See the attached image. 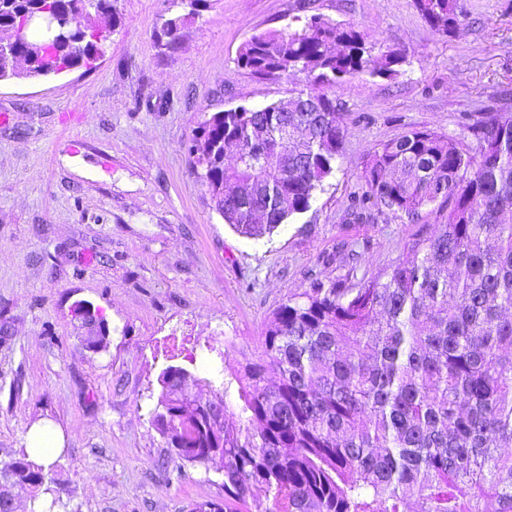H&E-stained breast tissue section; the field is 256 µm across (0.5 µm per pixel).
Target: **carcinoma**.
Wrapping results in <instances>:
<instances>
[{"label": "carcinoma", "instance_id": "obj_1", "mask_svg": "<svg viewBox=\"0 0 512 512\" xmlns=\"http://www.w3.org/2000/svg\"><path fill=\"white\" fill-rule=\"evenodd\" d=\"M190 10L165 20L173 46ZM421 19L445 35L469 16L468 0H414ZM70 24L42 60L40 40L21 28L39 6ZM102 17L86 0H0V81L57 75L93 65L105 44ZM405 56L375 52L351 27L313 15L297 27L252 35L237 64L292 82L318 112H284L277 101L238 106L198 124L190 152L224 223L256 239L308 211L342 156L347 130L329 94L348 78L392 79ZM288 120V131L281 121ZM476 141L411 129L379 145L364 167L360 212L386 208L415 221L437 202L436 234L409 243V258L357 283L314 279L269 319L261 350L224 378L169 366L153 424L168 462L220 463L225 501L272 500L266 512H512V116L488 109L463 129ZM238 385L245 429L225 424L195 389L225 400ZM0 480L34 490L31 512L54 493L27 449L0 462Z\"/></svg>", "mask_w": 512, "mask_h": 512}]
</instances>
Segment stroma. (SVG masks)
<instances>
[{"label":"stroma","mask_w":512,"mask_h":512,"mask_svg":"<svg viewBox=\"0 0 512 512\" xmlns=\"http://www.w3.org/2000/svg\"><path fill=\"white\" fill-rule=\"evenodd\" d=\"M93 67L0 83V461L53 429L54 512H193L224 498L214 467L167 466L152 424L167 366L208 376L255 357L272 313L310 280L371 276L402 260L436 213L354 219L350 195L377 144L411 129L460 135L512 94V0H470L445 36L413 0H200L176 48L159 36L180 0H114ZM313 14L404 53L392 80L334 96L344 156L310 209L250 240L215 211L187 142L212 113L262 107L289 86L238 66L253 34ZM104 316L88 349L77 301Z\"/></svg>","instance_id":"obj_1"}]
</instances>
